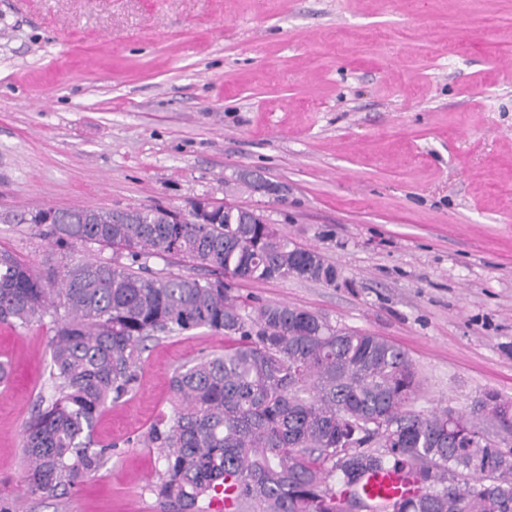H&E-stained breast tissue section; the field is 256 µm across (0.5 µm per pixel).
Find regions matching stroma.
I'll list each match as a JSON object with an SVG mask.
<instances>
[{
    "label": "stroma",
    "instance_id": "1",
    "mask_svg": "<svg viewBox=\"0 0 512 512\" xmlns=\"http://www.w3.org/2000/svg\"><path fill=\"white\" fill-rule=\"evenodd\" d=\"M248 168L283 201L236 185ZM206 201L257 210L337 269L233 285L401 346L414 411L512 401V0H0V212ZM47 276L109 261L0 223ZM51 320L0 323V496L17 512H159L145 440L175 369L223 352L207 328L150 341L136 390L97 416L112 457L71 493L24 498L23 428L48 391Z\"/></svg>",
    "mask_w": 512,
    "mask_h": 512
}]
</instances>
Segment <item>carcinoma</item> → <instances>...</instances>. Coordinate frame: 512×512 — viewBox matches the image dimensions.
I'll return each instance as SVG.
<instances>
[{
    "instance_id": "carcinoma-1",
    "label": "carcinoma",
    "mask_w": 512,
    "mask_h": 512,
    "mask_svg": "<svg viewBox=\"0 0 512 512\" xmlns=\"http://www.w3.org/2000/svg\"><path fill=\"white\" fill-rule=\"evenodd\" d=\"M174 218L160 205L0 214L46 225L60 247L94 242L130 260L67 263L51 282L0 249V322H54L50 392L24 429L21 496L67 494L103 468L112 449L92 444L94 421L134 389L146 342L208 328L233 343L175 370L177 407L148 436L163 459L151 484L160 512H201L203 500L228 512H512V450L446 410L407 409L420 381L400 346L287 304L249 318L221 280L332 285L336 268L319 252L245 222L242 207L210 224ZM155 254L219 278L146 275ZM482 408L512 418V401L495 394ZM383 473L402 479L401 496L368 494L365 482ZM332 474L342 490L328 486Z\"/></svg>"
}]
</instances>
